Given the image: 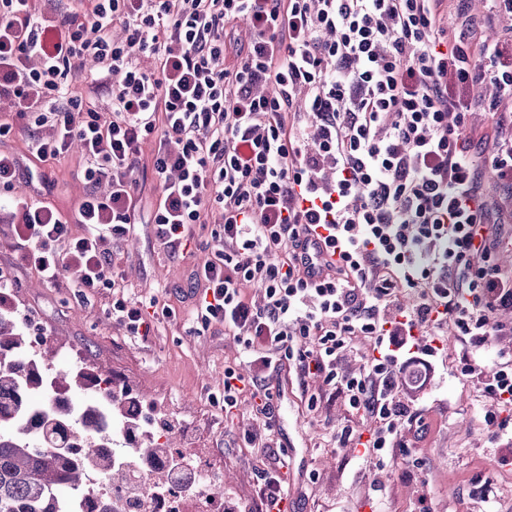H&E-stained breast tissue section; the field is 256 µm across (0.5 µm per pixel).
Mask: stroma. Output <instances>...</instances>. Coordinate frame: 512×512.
Here are the masks:
<instances>
[{
    "mask_svg": "<svg viewBox=\"0 0 512 512\" xmlns=\"http://www.w3.org/2000/svg\"><path fill=\"white\" fill-rule=\"evenodd\" d=\"M463 13L476 21L479 40L512 42V30L491 21L489 0H446L445 26H454ZM52 168L55 183L47 186L36 177L30 191L72 212L88 191L79 150ZM139 178L137 222L110 248L124 297L156 298L171 305L175 317L157 322L148 337L134 336L112 318L111 289L83 301L70 276L46 284L22 261L9 209L0 205V305L20 327L44 337L57 359L78 356L81 365L111 376L118 387L170 410L178 445L196 444L223 469L224 500L236 512H265L261 487L269 470L288 481V512H512V428L495 436L488 432L483 400L457 371L461 342L450 331L443 336L435 377L415 394L414 407L428 427L418 436L403 431L410 453L395 450L384 468L363 462L336 441L343 425L366 426L369 418L353 413L340 396L309 411L307 394L285 370L268 380L274 394L272 446L245 447L242 434L262 435L265 426L246 405L235 419L225 417L224 369L239 363V348L220 329L190 334L195 260L171 257L158 244L151 217L160 187L148 165H141Z\"/></svg>",
    "mask_w": 512,
    "mask_h": 512,
    "instance_id": "1",
    "label": "stroma"
}]
</instances>
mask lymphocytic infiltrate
I'll list each match as a JSON object with an SVG mask.
<instances>
[{
    "label": "lymphocytic infiltrate",
    "mask_w": 512,
    "mask_h": 512,
    "mask_svg": "<svg viewBox=\"0 0 512 512\" xmlns=\"http://www.w3.org/2000/svg\"><path fill=\"white\" fill-rule=\"evenodd\" d=\"M441 3L72 0L49 14L36 0H0V97L17 116L0 121V141L28 129L42 163L80 146L89 186L65 218L19 191L21 160L0 151L25 264L51 285L73 273L83 294L119 287L108 244L136 222L141 147L157 136L153 224L168 254L192 255L194 226L211 204L223 211L191 293L196 325L223 328L253 369L225 368V415L247 392L271 418L264 379L290 366L375 419L367 431L343 427L340 441L381 466L402 423L417 422L392 392L426 386L450 326L458 372L497 406L486 425L507 429L512 354L494 341L508 330L497 314L512 309V275L496 257L512 235L489 221L481 172L512 186V136L496 123L493 149L475 152L467 115L471 89L487 82L498 90L488 112L512 103V46L477 41L467 19L445 29ZM143 53L156 72L137 68ZM96 94L111 112L97 111ZM321 229L337 258L317 276L305 251ZM112 314L146 336L153 315L175 311L119 297ZM364 344V367L339 373Z\"/></svg>",
    "instance_id": "f902f5d3"
}]
</instances>
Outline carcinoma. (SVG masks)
Returning a JSON list of instances; mask_svg holds the SVG:
<instances>
[{"mask_svg":"<svg viewBox=\"0 0 512 512\" xmlns=\"http://www.w3.org/2000/svg\"><path fill=\"white\" fill-rule=\"evenodd\" d=\"M49 355L48 350L34 352L30 337L19 331L14 317L0 312V512H63L57 489L82 487L84 463L97 467L115 485L127 481L126 472L114 469L105 451L101 422L85 418L80 428L72 429L74 407L65 397L72 375L78 385H91L101 393L105 410L112 414L123 408L112 377L93 376L82 368L72 374L49 363ZM35 395L42 403L35 423L36 443L26 427L28 401ZM74 443L81 450L80 462L69 453ZM169 477L180 483L191 479L186 472L158 471L140 486L138 496H149Z\"/></svg>","mask_w":512,"mask_h":512,"instance_id":"1","label":"carcinoma"}]
</instances>
